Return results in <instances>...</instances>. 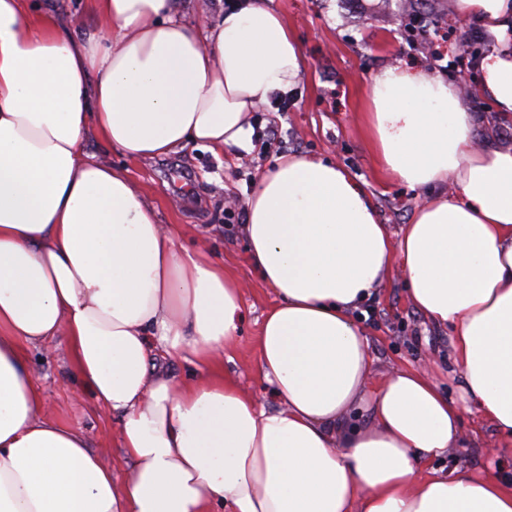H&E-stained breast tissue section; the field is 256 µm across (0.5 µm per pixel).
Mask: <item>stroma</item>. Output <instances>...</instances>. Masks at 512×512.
Instances as JSON below:
<instances>
[{"label":"stroma","mask_w":512,"mask_h":512,"mask_svg":"<svg viewBox=\"0 0 512 512\" xmlns=\"http://www.w3.org/2000/svg\"><path fill=\"white\" fill-rule=\"evenodd\" d=\"M288 20L306 67L289 91L286 111L272 103L259 105L250 123H276L281 151L259 146L228 145L223 153L189 148L153 160H128L97 137L85 144L97 159L126 170L154 205L161 224L177 225L180 244L206 242L224 270L242 286L244 319L235 342L225 348L221 367L225 376L247 392L264 396L266 386L257 376V341L263 316L277 301L274 290L261 279L248 259L240 232L246 221L243 201L252 192L259 173L272 166L278 154L321 156L344 166L377 204L381 223L391 234L411 223L427 199L381 171L363 127L373 78L386 66L403 64L449 82L475 85L478 60L491 50L475 20L459 15L453 0H273ZM478 114L474 143L496 141L512 145V123L497 121L491 102L474 100ZM239 200L234 212L226 201ZM369 351L373 358L372 385H379L395 368L419 365L440 352L434 371L450 397H457L461 381L452 373L451 332L431 325L410 303L399 264H392L378 296L368 307ZM22 355L38 376L42 415L81 431L92 451L125 477L119 446V420L103 414L65 363L59 342L23 346ZM433 359V358H432ZM470 440L435 468L450 472L462 466L480 474L499 467L490 446L498 437L477 416H464Z\"/></svg>","instance_id":"35a3bbf8"}]
</instances>
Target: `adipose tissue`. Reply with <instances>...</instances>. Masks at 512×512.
Returning a JSON list of instances; mask_svg holds the SVG:
<instances>
[{
  "label": "adipose tissue",
  "mask_w": 512,
  "mask_h": 512,
  "mask_svg": "<svg viewBox=\"0 0 512 512\" xmlns=\"http://www.w3.org/2000/svg\"><path fill=\"white\" fill-rule=\"evenodd\" d=\"M495 44L469 91L401 65L363 120L379 166L435 196L399 239L340 165L291 155L245 203L249 257L277 295L258 341L274 406L214 373L239 334L241 286L207 248L178 247L131 159L243 144L248 114L304 65L283 14L239 0L198 25L179 0H83L84 36L30 0H0V512H512L492 472H425L477 412L512 455V147L477 148L473 100L512 120V0H454ZM459 193L440 195L445 183ZM399 262L411 304L452 326L449 399L426 370L370 388L353 313ZM62 338L120 420L124 479L86 436L44 420L19 347ZM201 375L176 380L160 360Z\"/></svg>",
  "instance_id": "adipose-tissue-1"
}]
</instances>
